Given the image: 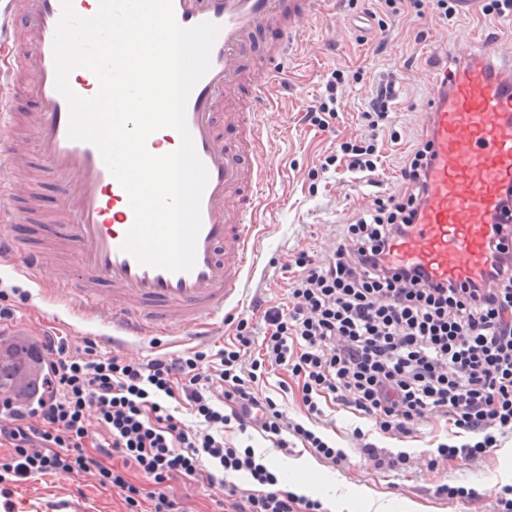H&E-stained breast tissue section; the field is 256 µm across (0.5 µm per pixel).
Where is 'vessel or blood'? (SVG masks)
Returning <instances> with one entry per match:
<instances>
[{
	"label": "vessel or blood",
	"mask_w": 512,
	"mask_h": 512,
	"mask_svg": "<svg viewBox=\"0 0 512 512\" xmlns=\"http://www.w3.org/2000/svg\"><path fill=\"white\" fill-rule=\"evenodd\" d=\"M323 0H173L183 27L218 24L211 68L186 103V123L208 171L201 200L202 226L196 264L171 272L140 264L122 245L135 222L128 195L105 165L99 149L68 136L71 110L55 87L53 42L61 0H5L9 16L29 24L20 59L26 86L37 100L33 135L17 141L15 114L0 110V223L28 220L16 207L17 171L37 156L60 189L57 205L63 227L57 246L70 256L42 277L43 249L0 232V262L18 271L40 273L42 290L74 300L77 311L100 314L113 327L142 336H165L178 328L189 335L208 332L227 305L238 302L254 264L252 240L257 216L270 191L271 128L278 112L257 107L276 93L286 68L289 41L301 36L322 10ZM281 31L266 65L247 70L254 39L266 29ZM436 50L449 53L456 67L453 90L422 106L434 154L425 201L409 235L395 252L399 259L432 267L457 282L477 276L486 265L491 224L508 225L512 214L499 206L500 187L512 181V67L479 56L473 40L445 35ZM237 134L225 143L216 113ZM181 137L165 128L151 134L147 149L166 154Z\"/></svg>",
	"instance_id": "b4317fda"
}]
</instances>
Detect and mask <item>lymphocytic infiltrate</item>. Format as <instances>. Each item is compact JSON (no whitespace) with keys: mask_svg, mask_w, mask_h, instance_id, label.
<instances>
[{"mask_svg":"<svg viewBox=\"0 0 512 512\" xmlns=\"http://www.w3.org/2000/svg\"><path fill=\"white\" fill-rule=\"evenodd\" d=\"M463 2L377 0L383 19L406 13L443 21ZM396 84L392 72L378 79L360 114L362 133L325 156L322 170L341 163L373 179ZM430 165L428 143L415 141L400 169V191L359 211L335 250L303 251L285 263L286 300L264 311L263 334L241 318L217 353L191 347L133 362L102 355L96 341L75 348L45 331L36 351L47 357L46 374L28 404L0 426V496L32 479L89 474L100 488L118 491L127 512H187L178 489L194 481L224 484L232 512H324L321 501L278 489L253 448H236L224 433L248 422L277 448L296 439L342 466L347 454L312 429L329 404L383 433L410 435L434 412L476 435L472 444H438L432 468L442 458L468 461L496 447L498 434L512 431V256L504 247L511 232L492 225L486 270L460 284L392 262L393 248L418 217ZM278 369L296 379L305 423L258 397L256 384ZM167 398L201 418V426L178 420L164 406ZM242 470L257 488L228 482Z\"/></svg>","mask_w":512,"mask_h":512,"instance_id":"obj_1","label":"lymphocytic infiltrate"}]
</instances>
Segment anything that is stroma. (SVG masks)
Returning a JSON list of instances; mask_svg holds the SVG:
<instances>
[{
  "label": "stroma",
  "instance_id": "obj_1",
  "mask_svg": "<svg viewBox=\"0 0 512 512\" xmlns=\"http://www.w3.org/2000/svg\"><path fill=\"white\" fill-rule=\"evenodd\" d=\"M482 5V0H469L444 27L428 16H398L389 19L382 31L371 17L375 0H328L318 20L288 53V76L273 100L283 124L273 136L277 176L261 207L256 238L258 266L240 305L226 308V315H250L257 303L265 309L280 305L287 283L282 266L289 255L302 250L323 254V231L340 232L366 201L389 193V184L400 170L404 144L424 132L421 105L431 96L436 78L445 70V53L431 48L441 30L474 37L477 52L495 60L512 58V19L484 15ZM407 59L413 62L408 71L402 68ZM336 68L354 74L342 89L344 112L323 129L305 124L304 113L326 97V82ZM398 69L403 70L404 78L398 85V104L390 114V128L401 134L402 142L389 146L377 171L376 185L355 181L351 173L342 169L321 171L319 161L324 153L358 134L359 114L375 82ZM1 289L11 293L18 324L35 330L56 329L76 347L82 345L87 334L95 333L101 337L102 353L141 361L191 345L177 332L158 337L128 334L123 345L109 344L103 339L108 328L102 319L88 313L74 315L67 300L39 290L29 279L14 273L8 263L0 265ZM357 427L368 431L369 442L379 447L417 456L435 451L450 433L445 419L434 413L414 435L402 437L381 434L374 430L372 422L349 412L327 411L317 432L330 445L344 449L349 462L342 468L322 464L325 483L316 492V499L365 487L380 504V512H401L407 501L418 504L420 512H498L496 492L512 485V433L500 436V450L473 464L447 460L434 469L411 463L405 469L387 471L359 453L352 437ZM226 437L234 446H252L277 475L283 490L291 481L293 463L311 455L300 445L280 451L262 432L251 427L243 432L230 430ZM443 484L457 489V496L438 494L437 489ZM11 500L13 512H126L123 501L111 492L90 482L79 494L61 477L17 484Z\"/></svg>",
  "mask_w": 512,
  "mask_h": 512
}]
</instances>
